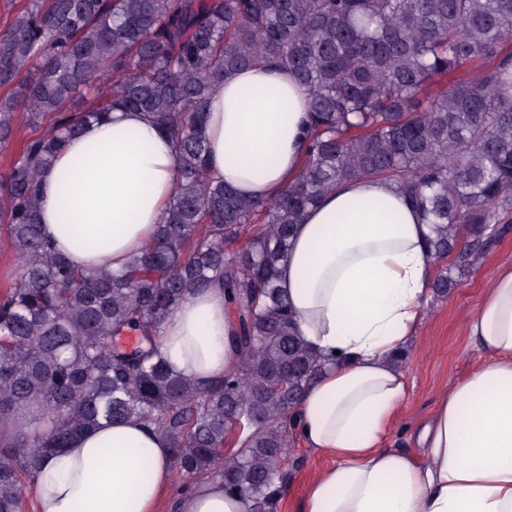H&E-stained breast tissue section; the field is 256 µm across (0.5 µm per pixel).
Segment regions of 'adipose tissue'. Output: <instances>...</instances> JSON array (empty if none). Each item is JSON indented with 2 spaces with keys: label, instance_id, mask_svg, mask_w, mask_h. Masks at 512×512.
<instances>
[{
  "label": "adipose tissue",
  "instance_id": "1",
  "mask_svg": "<svg viewBox=\"0 0 512 512\" xmlns=\"http://www.w3.org/2000/svg\"><path fill=\"white\" fill-rule=\"evenodd\" d=\"M308 96L271 63L209 95L208 172L266 200L298 173ZM176 145L148 113L84 124L40 174L41 232L83 269L122 268L153 240L178 189ZM422 214L390 182L346 181L295 225L278 285L299 336L325 365L292 432L326 463L299 512H512V262L498 266L466 324L488 363L437 398L416 452L385 443L408 395L397 363L419 327L435 267ZM222 284L190 296L161 326L173 369L203 381L236 366ZM173 475L168 440L138 420L101 422L43 460L23 499L33 512H158ZM177 512H251L222 482L181 492Z\"/></svg>",
  "mask_w": 512,
  "mask_h": 512
}]
</instances>
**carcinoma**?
I'll return each instance as SVG.
<instances>
[{
	"label": "carcinoma",
	"instance_id": "obj_1",
	"mask_svg": "<svg viewBox=\"0 0 512 512\" xmlns=\"http://www.w3.org/2000/svg\"><path fill=\"white\" fill-rule=\"evenodd\" d=\"M271 62L308 94L296 178L254 201L208 176L212 85ZM0 227L16 255L0 287V512H21L40 462L100 419L139 418L174 468L277 512L293 414L322 368L293 327L278 265L294 225L344 181H389L437 233L444 298L512 214V0H28L0 30ZM170 133L179 190L151 246L84 274L39 223V172L114 109ZM218 280L238 366L217 381L162 355L169 313ZM135 331L140 347L115 337ZM230 444L238 446L224 455Z\"/></svg>",
	"mask_w": 512,
	"mask_h": 512
}]
</instances>
